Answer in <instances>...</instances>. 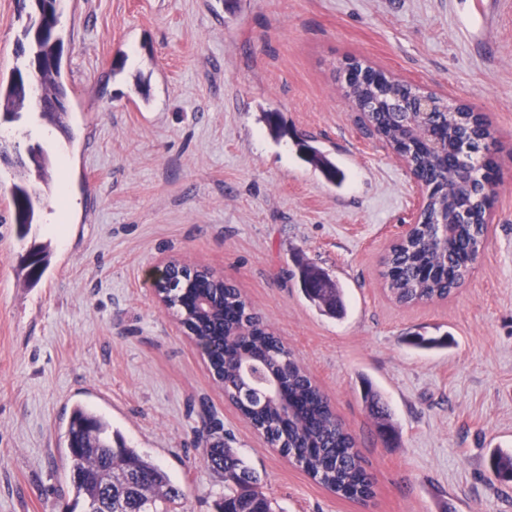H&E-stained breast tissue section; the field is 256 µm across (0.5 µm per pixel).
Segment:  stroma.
<instances>
[{"label":"stroma","mask_w":512,"mask_h":512,"mask_svg":"<svg viewBox=\"0 0 512 512\" xmlns=\"http://www.w3.org/2000/svg\"><path fill=\"white\" fill-rule=\"evenodd\" d=\"M19 31L17 0H0V75L20 64ZM58 31L70 137L42 138L32 105L0 127L7 145L41 144L54 187L19 240L0 166V512L72 503L78 404L182 484L185 512L224 494L199 441L210 417L279 512H512V483L487 468L492 449L512 451V0L485 21L461 0H61ZM350 58L489 125L494 222L447 299L398 304L381 276L416 186L345 95ZM268 112L289 135H271ZM297 134L335 158L342 185L299 157ZM64 186L79 207L59 226ZM33 241L50 250L34 285L19 269ZM171 260L224 276L280 337L354 436L373 498L336 497L225 398L148 283ZM302 262L342 288L343 317L305 298ZM415 332L450 341L418 349Z\"/></svg>","instance_id":"stroma-1"}]
</instances>
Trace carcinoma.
<instances>
[{"instance_id":"cac0c4a2","label":"carcinoma","mask_w":512,"mask_h":512,"mask_svg":"<svg viewBox=\"0 0 512 512\" xmlns=\"http://www.w3.org/2000/svg\"><path fill=\"white\" fill-rule=\"evenodd\" d=\"M27 12L17 42V54L25 59L23 67L12 71L8 81L0 79V115L13 119L20 115L32 87L41 91L42 118L67 130L62 117L69 109L56 101L68 96L62 80L60 54L52 53L50 42L61 47L57 7L49 3L42 12ZM359 111H369L365 122L381 138L397 141V116L385 98L374 95L372 85H358L346 91ZM448 124V153L477 152L487 134L481 116L465 106L457 115L442 116ZM297 145L304 159L330 182L343 181L345 173L335 159L304 138ZM414 150L417 175L434 186L428 221L414 238L392 246L384 262L383 277L393 299L404 305L426 301V297L445 298L466 277L472 257L482 247L484 212L489 203L470 198L463 190L453 189L448 178L438 172L434 156L424 150L420 137L402 143ZM29 161H20V177L11 189V201L18 237L25 238L35 220L36 203L41 190L30 184L27 174L36 173L38 181L49 186L50 159L38 144L29 146ZM473 176L493 179L494 159L485 156L477 166L469 163ZM466 206L469 223L456 224L449 234L439 231L440 219L456 218L454 204ZM38 261L24 259L27 275L39 280L47 255L42 248ZM306 298L325 312L336 315L345 311L342 289L328 274L315 266L301 271ZM167 294L171 303H183L179 312L199 337L223 334L224 348L215 352L211 367L224 381V394L241 413L261 431L269 443L278 445L288 458L296 461L314 480L340 498L366 500L373 495L371 476L362 465L354 437L344 428L328 399L305 371L291 358L280 339L251 312L240 291L232 284L213 280L204 273L190 281L171 285ZM258 361L265 375L278 379V393L265 397L259 388L245 387L243 363ZM370 411L383 420L390 417L378 394L367 390ZM108 424L103 417L78 405L67 429V467L76 497L84 502L85 512H177L184 497L180 484L151 458L126 445L119 431L107 437ZM208 466L224 478L226 492L215 504V512H275L273 501L261 487L260 476L224 441L206 440ZM488 468L501 483L512 482V452L493 451Z\"/></svg>"}]
</instances>
